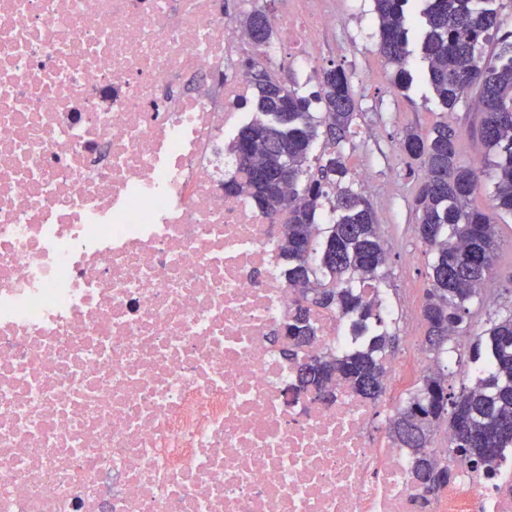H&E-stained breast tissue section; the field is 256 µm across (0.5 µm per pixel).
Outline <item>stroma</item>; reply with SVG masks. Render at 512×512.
<instances>
[{"label":"stroma","instance_id":"stroma-1","mask_svg":"<svg viewBox=\"0 0 512 512\" xmlns=\"http://www.w3.org/2000/svg\"><path fill=\"white\" fill-rule=\"evenodd\" d=\"M324 7L335 15L336 23L318 33V51L310 70H297L285 48L270 65L283 69L305 94L317 89L321 67L336 66L346 72L358 115L356 134L344 143L343 154L352 174L370 171L376 183L369 198L388 254L381 289L396 307L420 306L430 283L429 266L426 247L415 230L411 202L422 172L406 165L400 141L406 130L424 133L445 121L462 132L463 161L477 163L485 152L481 142L469 133L477 116L471 100H462L452 111L436 100L423 76L419 33L410 36L415 79L407 91L400 92L391 82L393 67L378 50L372 0H324ZM501 224V248L491 279L493 294L472 321L470 331L474 334L484 329L490 317L512 307V218L504 217Z\"/></svg>","mask_w":512,"mask_h":512}]
</instances>
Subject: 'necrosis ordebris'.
I'll list each match as a JSON object with an SVG mask.
<instances>
[{
    "label": "necrosis or debris",
    "instance_id": "1",
    "mask_svg": "<svg viewBox=\"0 0 512 512\" xmlns=\"http://www.w3.org/2000/svg\"><path fill=\"white\" fill-rule=\"evenodd\" d=\"M281 24L301 67L321 0ZM271 58L223 0H0V512H512V448L423 501L371 435L390 396L292 394L271 219L224 193V142ZM309 356L352 344L317 318Z\"/></svg>",
    "mask_w": 512,
    "mask_h": 512
}]
</instances>
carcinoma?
I'll return each instance as SVG.
<instances>
[{
    "label": "carcinoma",
    "mask_w": 512,
    "mask_h": 512,
    "mask_svg": "<svg viewBox=\"0 0 512 512\" xmlns=\"http://www.w3.org/2000/svg\"><path fill=\"white\" fill-rule=\"evenodd\" d=\"M422 1L421 45L425 76L448 110L479 88L475 133L495 159L488 166L467 164L459 151L460 133L442 122L422 134L406 132L402 154L423 172L414 198L417 232L431 256L430 288L422 317L425 342L439 354L453 351L454 338L468 329L471 306L483 304L481 287L497 260L500 214L512 215V31L501 32L494 0H373L379 51L395 68L394 88L405 91L409 33L414 6ZM254 44L266 46L273 24L263 8L242 21ZM499 37V52L488 56L484 44ZM259 116L241 126L230 153L245 171L242 181L224 183L227 195L246 196L272 216L288 207L281 225L280 250L288 287L300 290L288 320L270 341L285 359L297 364L300 387L336 399V379L357 396L374 402L385 392L383 356L394 341L379 313L377 298L364 293L384 279L386 251L379 224L365 192L351 176L340 146L355 131L356 103L348 77L338 67L321 70L319 91L306 96L295 83L266 76L252 81ZM325 135L331 151L312 154ZM288 156L291 178L280 186V162ZM493 181L492 209L473 205L480 174ZM338 219L320 227L325 205ZM339 311L349 318L353 345L339 356L301 359V347L316 336L315 314ZM470 386L448 391L445 369L422 377L389 422L390 439L413 455V478L424 491L422 502L454 479L427 452L434 427L448 423L451 444L470 465L489 467L501 449L512 447V309L498 314L471 344ZM410 426L415 437L406 440Z\"/></svg>",
    "instance_id": "obj_1"
}]
</instances>
